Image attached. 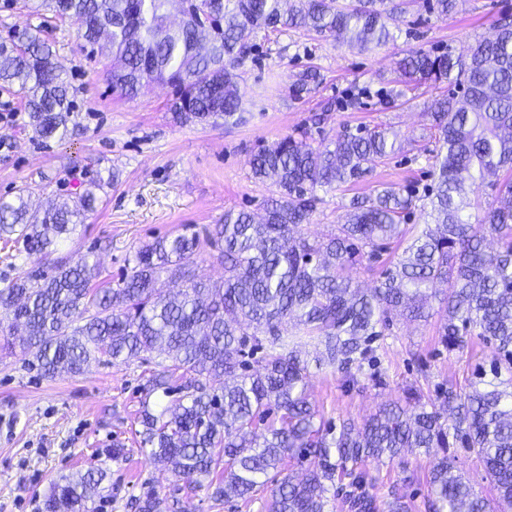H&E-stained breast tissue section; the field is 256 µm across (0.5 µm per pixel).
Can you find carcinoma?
<instances>
[{"label":"carcinoma","instance_id":"1","mask_svg":"<svg viewBox=\"0 0 512 512\" xmlns=\"http://www.w3.org/2000/svg\"><path fill=\"white\" fill-rule=\"evenodd\" d=\"M212 2L214 35L204 52L195 15L163 28L164 0H39V6L72 20L92 47L106 36L113 91L131 98L154 83L171 86L169 112L185 124L182 105L226 119L240 110L238 69L261 29L302 30L372 51L394 39L390 20L414 7L445 19L458 0ZM494 29L464 58L435 47L407 50L396 62L408 86L452 85L429 105L438 148L427 157L432 184L424 195L414 184L376 188L350 204L345 223L312 241L300 228L324 202L319 192L359 181L370 165L395 154V142L382 127L347 131L329 146H312L305 132L289 135L250 162L252 178L274 187L262 219L227 212L216 225L213 258L224 266L223 280L196 278L197 237L182 233L140 247L112 288L97 284V264L86 255L59 258L48 272L22 268L3 281L0 315L22 327L28 367L54 378L82 374L93 363L154 355L168 361L152 374L149 393L182 396L174 410L158 415L143 402L140 447L215 501H247L268 489L265 512H327L332 491L348 512H411L395 490L379 494L364 463L438 448L429 512H512V15L501 13ZM19 42L28 54L17 52ZM319 77L305 69L289 94L310 92ZM0 83L24 93L38 137L68 135L74 93L37 34L24 29L0 42ZM476 177L495 194L489 207L469 195L467 180ZM30 197L25 186L0 200V240L28 255L57 251L96 202L88 192L39 212ZM419 200L427 220L412 225ZM392 244L402 252L384 265L375 286L353 284L349 268L363 258L379 261ZM163 275L184 290L162 294ZM438 283L448 285L440 298L441 345L461 355L476 339L491 346L466 385L448 380L430 396L415 382L359 426L325 419L306 393L310 362L340 374L350 388L362 380L382 385L377 343L392 317H428ZM288 321L315 342L313 359L298 348L284 350L281 327ZM177 370L182 383L175 387ZM213 381L222 387H211ZM457 446L479 457L495 497L463 480L448 455ZM286 460L303 476H270ZM104 477L99 469L64 479L45 497L43 512H98L90 491ZM161 503L147 486L138 512H159Z\"/></svg>","mask_w":512,"mask_h":512}]
</instances>
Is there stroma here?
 <instances>
[{
	"instance_id": "obj_1",
	"label": "stroma",
	"mask_w": 512,
	"mask_h": 512,
	"mask_svg": "<svg viewBox=\"0 0 512 512\" xmlns=\"http://www.w3.org/2000/svg\"><path fill=\"white\" fill-rule=\"evenodd\" d=\"M507 7L512 9V0H460L444 20L431 16L420 22L415 14H405L390 24L394 42L363 53L294 30L258 31V53L239 70L240 120L203 126L172 120L166 86H152L132 100L113 95L111 58L85 48L72 21L0 0V42L25 28L37 33L55 51L76 104L66 139L45 141L32 131L23 92L0 85V199H13L29 183L33 207L42 208L101 180L96 210L88 214L81 235L62 243L61 254L95 258L101 279L114 283L140 246L189 231L199 239L197 274L219 280L223 270L212 258L215 226L230 210L261 214L272 192L270 184L251 179L252 154L299 127L311 125L315 145L346 129L388 127L399 146L363 181L326 194L324 205L302 228L309 238L343 223L354 196L383 184H427L426 161L418 153L434 147L426 110L441 87L407 89L390 104L377 91L394 79L404 50L434 46L467 53L476 39L490 34ZM310 66L321 75L318 87L291 99L289 85ZM361 87L371 91L365 106L341 108V100ZM439 325L436 313L425 322L395 320L379 352L385 386L348 391L335 372L311 370V402L325 418L359 422L421 375L433 385L451 378L464 381L466 361L443 348ZM14 340L0 324V512H43L53 484L101 468L107 472L100 485L101 512H136L132 502L145 483L155 486L160 497L176 496L173 512H263L260 494L248 501H215L202 491L174 492L171 473L141 451L137 418L143 402L158 411L176 404L172 396L147 395L155 363L95 364L80 375L40 378L20 352L11 351ZM113 448L123 449V456L108 458ZM430 461L428 455L409 452L403 461L373 462L369 469L381 488L393 486L405 495L412 512H426Z\"/></svg>"
}]
</instances>
